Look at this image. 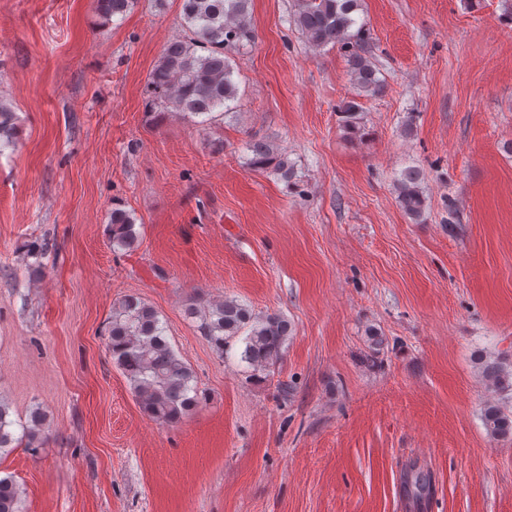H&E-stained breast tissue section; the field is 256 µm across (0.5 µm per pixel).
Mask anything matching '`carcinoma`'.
<instances>
[{"mask_svg": "<svg viewBox=\"0 0 512 512\" xmlns=\"http://www.w3.org/2000/svg\"><path fill=\"white\" fill-rule=\"evenodd\" d=\"M252 0H182V22L188 37L168 44L149 74L147 89L149 112H169L208 116L218 112L234 114L231 103L238 99L231 56L255 43L256 32L251 12ZM137 0H95V10L106 25L124 17ZM359 0H295L292 24L314 48L330 44L340 47L346 56L351 84L358 95L376 96L384 84L371 55L369 29L358 23L355 11ZM356 100L341 108L344 128L359 132ZM17 134L15 112L0 98V148L14 144ZM248 165L255 171L274 176L286 186H298L295 163L269 141L250 144ZM422 171L405 169L397 179L398 202L413 221L424 220L426 198L421 187ZM140 232L133 214L113 207L109 242L112 252L125 254L137 247ZM48 244L26 245L24 267L33 273L41 265ZM34 262H29V259ZM188 314L200 320V329L221 356L233 343L241 341L240 362L255 371H267L281 359L290 336L288 319L277 313L259 314L235 298L205 307H192ZM108 351L113 363L127 378L144 412L161 424L179 422L201 403L197 377L193 369L172 350L158 311L139 297L126 295L112 306L106 328ZM485 378L490 387L505 391L512 388V373L499 362L486 365ZM484 424L492 437L512 435V409L487 404ZM21 438L27 446L43 444L45 418L39 411L21 425ZM16 432L8 404L0 398V453L7 451ZM407 484L412 496L420 500L430 491V475L410 472ZM0 512H21V490L12 477L0 476Z\"/></svg>", "mask_w": 512, "mask_h": 512, "instance_id": "obj_1", "label": "carcinoma"}]
</instances>
